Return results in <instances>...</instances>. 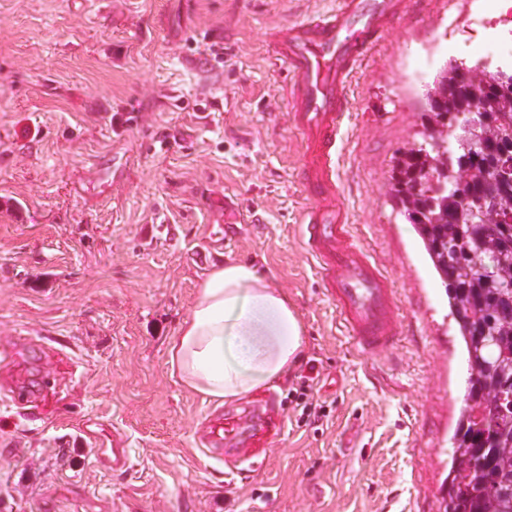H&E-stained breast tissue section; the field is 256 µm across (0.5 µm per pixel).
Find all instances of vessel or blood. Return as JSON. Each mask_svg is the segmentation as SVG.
Masks as SVG:
<instances>
[{
	"instance_id": "obj_1",
	"label": "vessel or blood",
	"mask_w": 512,
	"mask_h": 512,
	"mask_svg": "<svg viewBox=\"0 0 512 512\" xmlns=\"http://www.w3.org/2000/svg\"><path fill=\"white\" fill-rule=\"evenodd\" d=\"M406 16L403 0H337L331 12L283 24L273 37L276 55L291 75L287 106L301 137L294 172L306 201L298 219L302 248L354 348L371 355L395 348L403 327L396 289L348 222L339 160L352 118V77ZM265 427L258 410H215L198 442L206 456L219 459L225 447L245 445Z\"/></svg>"
}]
</instances>
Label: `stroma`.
Returning a JSON list of instances; mask_svg holds the SVG:
<instances>
[{
	"label": "stroma",
	"instance_id": "1",
	"mask_svg": "<svg viewBox=\"0 0 512 512\" xmlns=\"http://www.w3.org/2000/svg\"><path fill=\"white\" fill-rule=\"evenodd\" d=\"M336 0H0V512H443L467 364L444 286L388 193L424 93L485 55L502 0H423L351 82L340 161L363 244L394 280L403 340L355 352L301 247L290 76L267 40ZM222 57L202 63L211 45ZM253 264L303 323L315 396L298 423L283 381L255 468L209 459L214 402L170 347L210 266ZM127 443L112 469V438Z\"/></svg>",
	"mask_w": 512,
	"mask_h": 512
}]
</instances>
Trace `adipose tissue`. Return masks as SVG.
I'll use <instances>...</instances> for the list:
<instances>
[{
	"label": "adipose tissue",
	"mask_w": 512,
	"mask_h": 512,
	"mask_svg": "<svg viewBox=\"0 0 512 512\" xmlns=\"http://www.w3.org/2000/svg\"><path fill=\"white\" fill-rule=\"evenodd\" d=\"M305 348L304 327L287 294L245 262L214 266L170 347L180 380L219 403L283 379Z\"/></svg>",
	"instance_id": "1"
}]
</instances>
